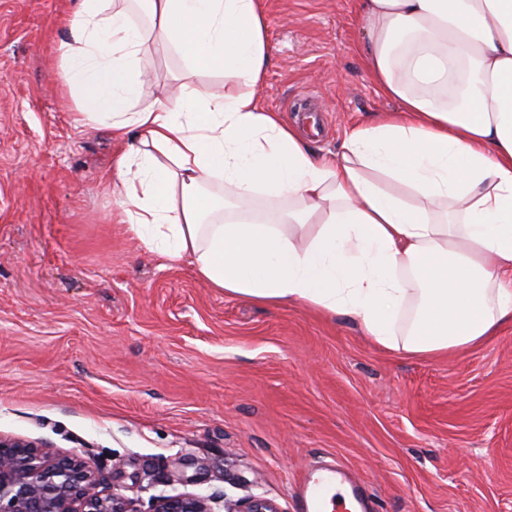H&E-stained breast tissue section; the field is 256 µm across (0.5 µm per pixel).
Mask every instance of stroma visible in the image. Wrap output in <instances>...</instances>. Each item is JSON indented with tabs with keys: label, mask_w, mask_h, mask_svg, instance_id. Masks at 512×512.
<instances>
[{
	"label": "stroma",
	"mask_w": 512,
	"mask_h": 512,
	"mask_svg": "<svg viewBox=\"0 0 512 512\" xmlns=\"http://www.w3.org/2000/svg\"><path fill=\"white\" fill-rule=\"evenodd\" d=\"M264 103L317 120L312 149L394 111L367 72L354 0H262ZM69 0H0V435L155 495L272 500L341 463L374 512H512V328L462 353L385 350L352 319L207 288L130 242L106 131L76 128L59 78ZM141 104L184 67L143 55Z\"/></svg>",
	"instance_id": "obj_1"
}]
</instances>
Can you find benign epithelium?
<instances>
[{
    "mask_svg": "<svg viewBox=\"0 0 512 512\" xmlns=\"http://www.w3.org/2000/svg\"><path fill=\"white\" fill-rule=\"evenodd\" d=\"M216 498L160 494L148 512H215ZM224 512H278L271 500H226ZM0 512H138L131 500L105 486L79 456L0 435Z\"/></svg>",
    "mask_w": 512,
    "mask_h": 512,
    "instance_id": "benign-epithelium-1",
    "label": "benign epithelium"
}]
</instances>
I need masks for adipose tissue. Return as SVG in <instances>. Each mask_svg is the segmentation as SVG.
<instances>
[{"mask_svg":"<svg viewBox=\"0 0 512 512\" xmlns=\"http://www.w3.org/2000/svg\"><path fill=\"white\" fill-rule=\"evenodd\" d=\"M76 0L59 40L74 126L108 131L118 223L207 287L356 321L418 356L512 326V0H357L359 52L398 103L316 155L261 96L259 0ZM184 61L176 100L139 105L148 48ZM218 68L224 86L190 79ZM232 198L208 221L203 189ZM266 209H259V201Z\"/></svg>","mask_w":512,"mask_h":512,"instance_id":"obj_1","label":"adipose tissue"}]
</instances>
